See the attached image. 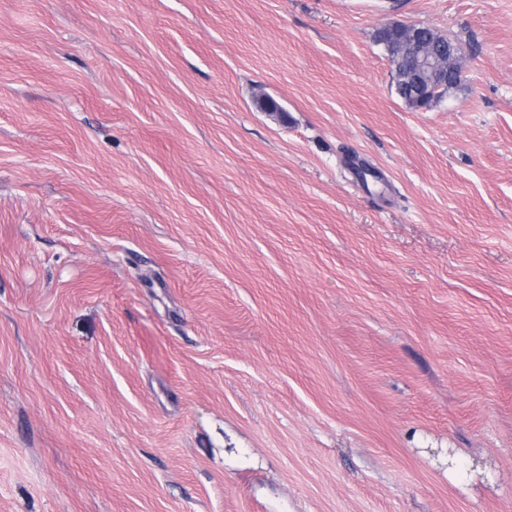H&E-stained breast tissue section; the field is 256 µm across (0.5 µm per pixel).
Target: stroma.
Returning <instances> with one entry per match:
<instances>
[{
	"mask_svg": "<svg viewBox=\"0 0 512 512\" xmlns=\"http://www.w3.org/2000/svg\"><path fill=\"white\" fill-rule=\"evenodd\" d=\"M0 512H512V0H0ZM412 34L398 29H383L376 34V41L386 44L390 51V60L394 67L392 86L394 93L404 105L412 110L430 108L437 104L446 93L456 88L460 81H451V64L446 60L436 59L430 56L425 50L417 58V68L421 71L431 70L435 67H443L448 70V88L435 93L423 91L420 98L413 92V53L410 49V37Z\"/></svg>",
	"mask_w": 512,
	"mask_h": 512,
	"instance_id": "35a3bbf8",
	"label": "stroma"
}]
</instances>
